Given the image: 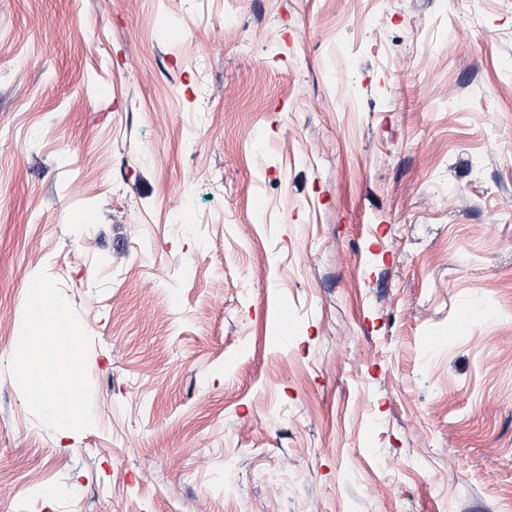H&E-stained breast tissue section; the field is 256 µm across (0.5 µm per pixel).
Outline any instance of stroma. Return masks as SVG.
Listing matches in <instances>:
<instances>
[{"label": "stroma", "mask_w": 512, "mask_h": 512, "mask_svg": "<svg viewBox=\"0 0 512 512\" xmlns=\"http://www.w3.org/2000/svg\"><path fill=\"white\" fill-rule=\"evenodd\" d=\"M0 512H512V0H0ZM40 306L38 313L32 317L29 336V348L35 357L34 361L26 364L25 379L28 390L35 399L34 402L50 419L67 425L79 410H71L70 403L62 394L60 404L71 411H62L57 404V391L65 388L67 391L79 385V362L81 350L79 346V327L69 321L58 302L51 299L47 292L40 290ZM67 319L64 331L60 323ZM73 401L78 400L79 392H70Z\"/></svg>", "instance_id": "1"}]
</instances>
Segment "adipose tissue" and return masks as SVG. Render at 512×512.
I'll list each match as a JSON object with an SVG mask.
<instances>
[{"label": "adipose tissue", "mask_w": 512, "mask_h": 512, "mask_svg": "<svg viewBox=\"0 0 512 512\" xmlns=\"http://www.w3.org/2000/svg\"><path fill=\"white\" fill-rule=\"evenodd\" d=\"M58 302L48 293H41L38 313L30 327L29 348L34 355L27 362L25 379L34 402L50 419L66 425L74 414L60 410L57 404L59 389H73L80 382V331L75 323L64 320Z\"/></svg>", "instance_id": "adipose-tissue-1"}]
</instances>
